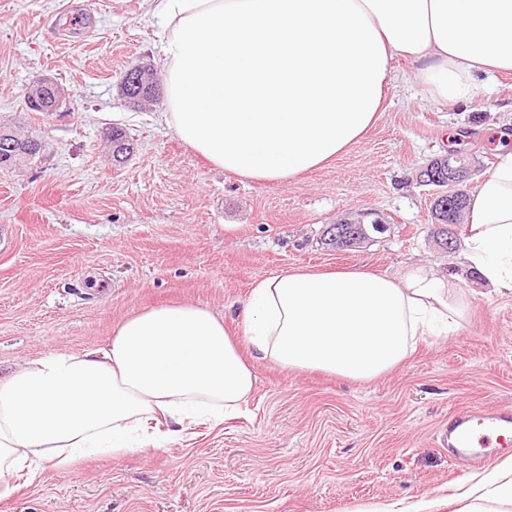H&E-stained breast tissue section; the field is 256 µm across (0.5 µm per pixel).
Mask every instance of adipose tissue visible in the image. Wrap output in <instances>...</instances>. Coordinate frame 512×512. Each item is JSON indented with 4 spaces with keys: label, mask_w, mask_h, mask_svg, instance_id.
Masks as SVG:
<instances>
[{
    "label": "adipose tissue",
    "mask_w": 512,
    "mask_h": 512,
    "mask_svg": "<svg viewBox=\"0 0 512 512\" xmlns=\"http://www.w3.org/2000/svg\"><path fill=\"white\" fill-rule=\"evenodd\" d=\"M159 20L166 127L211 165L285 184L359 142L396 79L416 62L425 94L469 100L512 71V0H151ZM463 257L512 296V152L469 196ZM465 315L456 276L402 277L296 268L254 282L236 331L180 304L127 317L106 349L34 360L0 378V491L37 461L130 451L190 427L222 424L246 404L252 364L377 378L418 337ZM249 354H242L241 345ZM454 512H512V457L452 499Z\"/></svg>",
    "instance_id": "ef3b65f1"
}]
</instances>
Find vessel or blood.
<instances>
[{
  "mask_svg": "<svg viewBox=\"0 0 512 512\" xmlns=\"http://www.w3.org/2000/svg\"><path fill=\"white\" fill-rule=\"evenodd\" d=\"M439 440L442 447L451 448L454 457L475 465L484 464L487 447L512 446V409L490 412L478 405L457 409Z\"/></svg>",
  "mask_w": 512,
  "mask_h": 512,
  "instance_id": "1",
  "label": "vessel or blood"
}]
</instances>
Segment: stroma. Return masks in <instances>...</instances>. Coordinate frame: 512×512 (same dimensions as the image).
<instances>
[{
  "instance_id": "1",
  "label": "stroma",
  "mask_w": 512,
  "mask_h": 512,
  "mask_svg": "<svg viewBox=\"0 0 512 512\" xmlns=\"http://www.w3.org/2000/svg\"><path fill=\"white\" fill-rule=\"evenodd\" d=\"M83 0H0V124L38 138L39 158L0 172V377L27 361L106 347L128 316L191 302L235 315L252 284L301 266L401 276L415 265L458 276L469 315L428 336L403 364L354 381L254 362L240 415L129 456L13 478L0 512H448L477 468L434 434L454 410L512 407V297L487 292L447 251L417 173L460 151L473 183L512 148V73L462 104L424 95L416 66L398 79L365 137L322 169L257 185L213 167L161 119L165 95L129 105L125 71L150 65L158 20L148 0H92L88 28L61 42L48 24ZM49 76L70 96L53 113L25 95ZM133 155L113 162V116ZM380 211L386 232L355 250L326 244L345 213Z\"/></svg>"
}]
</instances>
